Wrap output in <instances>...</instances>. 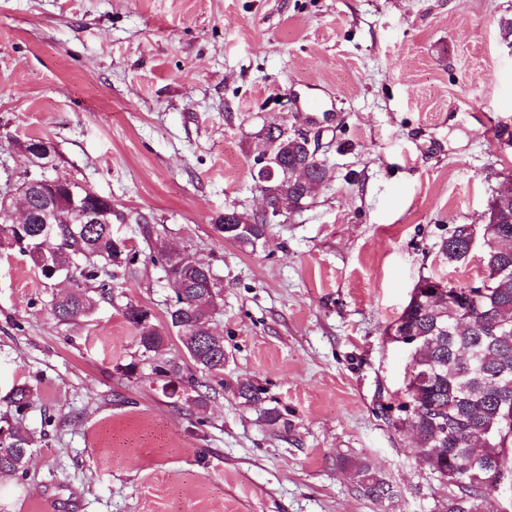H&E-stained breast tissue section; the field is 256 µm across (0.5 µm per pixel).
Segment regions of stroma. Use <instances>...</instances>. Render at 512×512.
<instances>
[{
  "label": "stroma",
  "mask_w": 512,
  "mask_h": 512,
  "mask_svg": "<svg viewBox=\"0 0 512 512\" xmlns=\"http://www.w3.org/2000/svg\"><path fill=\"white\" fill-rule=\"evenodd\" d=\"M510 20L512 0H0V190L30 167L17 141L44 139L137 253L70 325L49 310L63 286L0 254V418L40 435L0 512H445L381 410L410 366L386 330L423 278L483 276L480 252L451 265L438 242L512 183ZM283 116L331 177L265 242L225 240L218 215L262 208L259 132ZM147 227L218 281L224 374L202 404L152 371L177 340L143 353L123 316L164 325L174 296ZM356 474L360 486L367 496L380 499L381 495L385 491H388L385 487V482L372 472L367 463H358L356 466Z\"/></svg>",
  "instance_id": "1"
}]
</instances>
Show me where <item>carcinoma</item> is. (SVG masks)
<instances>
[{
  "mask_svg": "<svg viewBox=\"0 0 512 512\" xmlns=\"http://www.w3.org/2000/svg\"><path fill=\"white\" fill-rule=\"evenodd\" d=\"M263 144L274 177L255 179L264 193L270 214L300 211L310 196L309 185L330 179L329 168L314 156L312 147L288 128V119L264 127ZM84 199L104 211L112 201L77 183L71 186L44 185L29 198L32 219L46 205L66 212L73 200ZM227 240L255 246L266 234L262 214L229 210L219 215L214 230L224 231ZM494 227L490 243L482 252L483 290L465 310L457 308L455 287L446 294L409 301L389 331L404 329L417 337L410 369L397 404L398 420L407 423L428 444L422 456L432 474L448 484L446 512H480V505L494 486L497 475L512 474V187L497 191L489 201L480 232ZM467 225L440 239L439 253L450 265L467 259ZM0 249L29 255L36 266L56 267L71 275L75 287L55 299L51 311L57 321L70 324L89 316L97 296L107 295L108 267L135 262L137 252L126 240L112 234L110 224H40L18 227L0 217ZM158 258L177 302L168 310L166 325L157 327L149 310L128 302L124 317L134 326L143 353L160 347L174 337L195 369L211 376L224 372V344L209 339L206 322L216 304V278L210 266L196 258H173L158 249ZM153 373L195 387L197 379L176 359L153 366ZM32 389L15 386L7 403L15 412L29 404ZM37 439L34 432L9 426L0 428V473H18ZM364 493L376 499L386 491L385 482L361 462L356 466Z\"/></svg>",
  "mask_w": 512,
  "mask_h": 512,
  "instance_id": "carcinoma-1",
  "label": "carcinoma"
}]
</instances>
